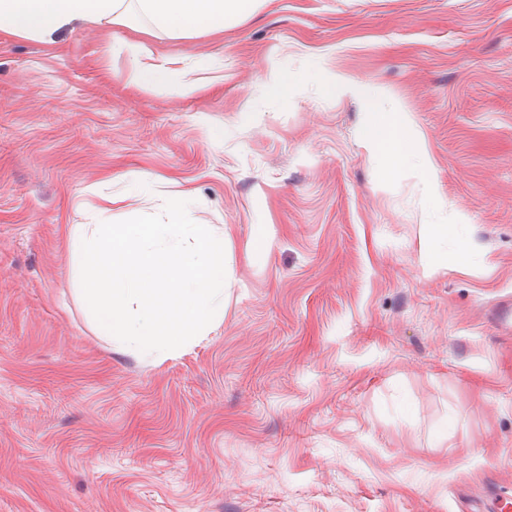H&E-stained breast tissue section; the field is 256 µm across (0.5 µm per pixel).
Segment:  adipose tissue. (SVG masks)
Segmentation results:
<instances>
[{"label":"adipose tissue","mask_w":512,"mask_h":512,"mask_svg":"<svg viewBox=\"0 0 512 512\" xmlns=\"http://www.w3.org/2000/svg\"><path fill=\"white\" fill-rule=\"evenodd\" d=\"M258 0H0V35L56 43L60 34L92 23L101 31L145 18L152 31L188 39L222 31L228 19L250 13Z\"/></svg>","instance_id":"1"}]
</instances>
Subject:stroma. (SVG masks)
I'll list each match as a JSON object with an SVG mask.
<instances>
[{
  "label": "stroma",
  "instance_id": "obj_1",
  "mask_svg": "<svg viewBox=\"0 0 512 512\" xmlns=\"http://www.w3.org/2000/svg\"><path fill=\"white\" fill-rule=\"evenodd\" d=\"M126 41L173 77L128 81ZM407 112L478 263L427 275L417 174L380 183L363 109ZM196 84L184 91L186 81ZM156 191L140 192L139 177ZM224 236V318L177 353L99 336L77 224L162 210ZM512 0H260L173 40L0 37V512H461L512 495Z\"/></svg>",
  "mask_w": 512,
  "mask_h": 512
}]
</instances>
